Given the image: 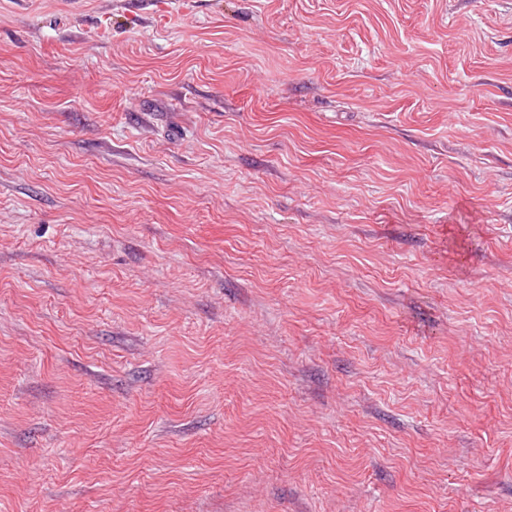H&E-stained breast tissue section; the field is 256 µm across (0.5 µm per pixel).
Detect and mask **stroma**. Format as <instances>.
<instances>
[{"label":"stroma","instance_id":"obj_1","mask_svg":"<svg viewBox=\"0 0 512 512\" xmlns=\"http://www.w3.org/2000/svg\"><path fill=\"white\" fill-rule=\"evenodd\" d=\"M0 512H512V0H0Z\"/></svg>","mask_w":512,"mask_h":512}]
</instances>
